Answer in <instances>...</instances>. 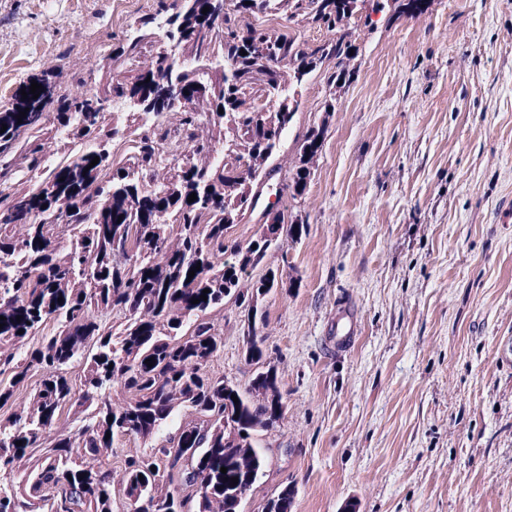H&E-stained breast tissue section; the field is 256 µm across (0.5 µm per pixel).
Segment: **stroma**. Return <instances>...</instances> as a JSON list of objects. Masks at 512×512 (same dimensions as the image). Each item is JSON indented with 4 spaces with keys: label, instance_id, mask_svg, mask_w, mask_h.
I'll return each instance as SVG.
<instances>
[{
    "label": "stroma",
    "instance_id": "obj_1",
    "mask_svg": "<svg viewBox=\"0 0 512 512\" xmlns=\"http://www.w3.org/2000/svg\"><path fill=\"white\" fill-rule=\"evenodd\" d=\"M157 0H0V107L46 76L84 95ZM355 78L320 68L259 206L301 218L252 269L283 420L253 445L266 466L241 512L285 485L291 512H512V0H427L354 29ZM336 110L325 114L326 101ZM327 132L305 194L283 166ZM211 317L207 367L246 388L247 308Z\"/></svg>",
    "mask_w": 512,
    "mask_h": 512
}]
</instances>
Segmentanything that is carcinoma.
Segmentation results:
<instances>
[{
  "mask_svg": "<svg viewBox=\"0 0 512 512\" xmlns=\"http://www.w3.org/2000/svg\"><path fill=\"white\" fill-rule=\"evenodd\" d=\"M367 2L224 0L219 22L215 0H184L171 17L185 33L181 54L197 69L158 49L127 80L124 65L154 35L155 17H145L138 38L108 56L106 87L69 97L39 78L38 98L18 91L0 110V126H7L0 134V477L17 480L0 486V512H120V493L168 512H239L240 494L265 464L251 435L274 427L285 406L276 369L264 362L262 335L247 340V359L259 371L246 389L206 374L222 347L207 313L234 296L266 323L259 297L282 280L270 270L249 294L241 283L273 240L296 241L305 225L272 208L246 244L228 230L254 211V187L278 173L270 161L299 107L292 86L329 60V83L353 79L352 25ZM272 13L337 37L305 49L264 27L260 18ZM172 82L189 92L186 104L174 107L160 96ZM116 99L138 101L159 119L135 134L133 164L92 150L63 158L26 191L10 189L8 157L16 151L29 171L41 170L46 124L105 137L102 115ZM169 115L177 122L173 143ZM326 130L324 121L309 130L289 169L295 196L307 189ZM59 223L74 231L66 247L56 243ZM116 317L123 319L118 333ZM36 373L39 385L17 400ZM114 388L128 400L114 402ZM180 406L194 408L202 422L183 426L149 454L122 458L115 478L117 443L154 436ZM66 410L73 418L60 426ZM293 497L294 488L284 486L265 512H290Z\"/></svg>",
  "mask_w": 512,
  "mask_h": 512,
  "instance_id": "carcinoma-1",
  "label": "carcinoma"
}]
</instances>
